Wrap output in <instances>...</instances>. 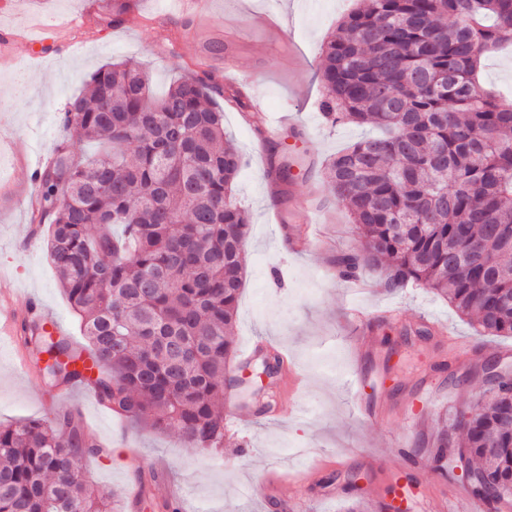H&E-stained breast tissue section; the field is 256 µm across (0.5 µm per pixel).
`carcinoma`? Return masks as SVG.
Segmentation results:
<instances>
[{"label": "carcinoma", "instance_id": "carcinoma-1", "mask_svg": "<svg viewBox=\"0 0 512 512\" xmlns=\"http://www.w3.org/2000/svg\"><path fill=\"white\" fill-rule=\"evenodd\" d=\"M512 44V0H359L322 48V109L370 125L333 155L324 178L348 205L361 248L340 275L391 267L447 298L479 330L512 337V99L483 90L482 58ZM245 107L210 75L152 95L139 68L105 66L70 100L62 141L37 179L48 256L89 344L93 368L64 336L33 323L48 389L84 386L111 411L192 448L224 446V373L243 285L248 220L234 194L242 167L213 97ZM276 194L292 181L271 147ZM66 358L73 367L61 366ZM496 405L456 419L459 457L478 492L512 498V384ZM99 452L79 416L0 424V512H109L82 459Z\"/></svg>", "mask_w": 512, "mask_h": 512}]
</instances>
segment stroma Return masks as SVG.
<instances>
[{
	"instance_id": "obj_1",
	"label": "stroma",
	"mask_w": 512,
	"mask_h": 512,
	"mask_svg": "<svg viewBox=\"0 0 512 512\" xmlns=\"http://www.w3.org/2000/svg\"><path fill=\"white\" fill-rule=\"evenodd\" d=\"M117 0H0V275L11 276L19 298L39 296L76 347L86 341L72 316L46 242L29 244L30 214L12 208L14 188L33 193L29 170L69 139L77 155L95 144L66 136L59 116L89 76L123 61L145 70L163 93L184 76L212 73L224 86L252 84L267 114H285L280 136L296 177L288 199L276 202L265 171L263 133L246 111L220 99L224 131L241 150L245 166L235 186L249 215L247 262L234 340L240 361L225 400L247 426L224 424V446L198 450L176 434L142 431L87 392L71 391L77 410L101 447L84 468L112 512H160L170 502L181 512H344L362 495L369 512L389 502L402 485L409 512H465L454 470L435 469L431 443L459 434L456 415L490 388L485 367L512 373V337L481 333L446 299L410 282L385 288V274L366 270L365 285L347 288L330 272L334 257L361 247L346 203L323 180L325 161L370 133V126L332 125L319 103L321 48L357 0H129L113 24ZM322 225V249L293 255L284 248L286 227L307 216ZM375 313L372 340L355 353L356 325L348 307ZM394 315L379 318V311ZM278 354L276 402L262 410V385L254 365L263 352ZM305 377L294 391L290 365ZM359 371L364 385L347 380ZM49 391L40 375L26 378L8 348H0V423L44 419ZM366 405L360 415L356 403ZM288 476L278 507L274 495H255L267 466ZM144 483L139 504L130 495Z\"/></svg>"
}]
</instances>
